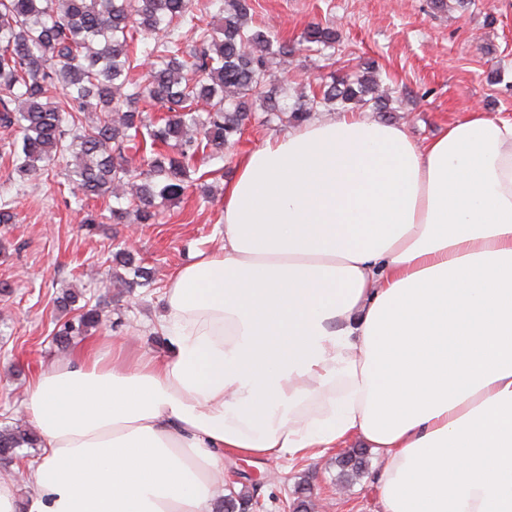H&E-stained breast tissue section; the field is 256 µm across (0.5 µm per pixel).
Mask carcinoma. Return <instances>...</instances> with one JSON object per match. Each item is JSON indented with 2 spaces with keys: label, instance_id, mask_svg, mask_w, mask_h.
<instances>
[{
  "label": "carcinoma",
  "instance_id": "obj_1",
  "mask_svg": "<svg viewBox=\"0 0 512 512\" xmlns=\"http://www.w3.org/2000/svg\"><path fill=\"white\" fill-rule=\"evenodd\" d=\"M218 21L207 22L195 0H0V130L12 137L0 150L23 182L0 190V224H13L15 199L38 185L37 176L66 162L69 193L80 201L111 196L114 224H155L157 200L178 198L198 157L224 156L241 138L258 105L271 121H305L320 107L355 104L384 112L390 92L367 66L288 103V83L272 72L275 60L311 45L330 47L336 30L309 26L290 44L252 26L254 0H215ZM163 35L153 45L150 36ZM152 59L145 80L139 56ZM167 112L158 122L144 104ZM173 148L167 152L162 147ZM134 272L120 286L155 281L131 250L113 254ZM103 322L98 306L82 307L55 340L66 348ZM26 424L0 428V465L18 449L37 447ZM346 473L362 469L359 450L339 459Z\"/></svg>",
  "mask_w": 512,
  "mask_h": 512
}]
</instances>
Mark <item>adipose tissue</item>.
<instances>
[{
	"mask_svg": "<svg viewBox=\"0 0 512 512\" xmlns=\"http://www.w3.org/2000/svg\"><path fill=\"white\" fill-rule=\"evenodd\" d=\"M222 235L166 282L164 354L40 374L37 492L0 475V512H211L225 452L351 439L383 512H512V119L304 123L238 159Z\"/></svg>",
	"mask_w": 512,
	"mask_h": 512,
	"instance_id": "adipose-tissue-1",
	"label": "adipose tissue"
}]
</instances>
